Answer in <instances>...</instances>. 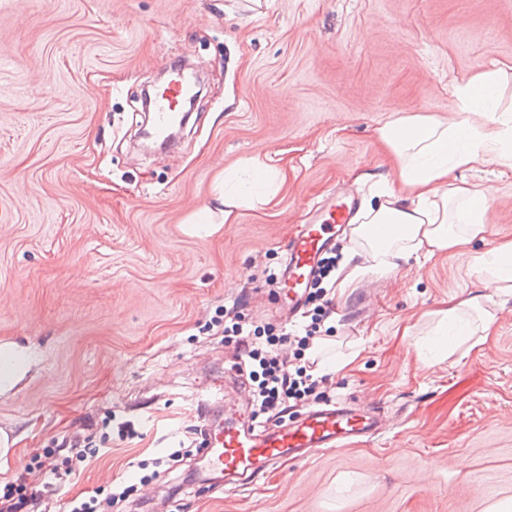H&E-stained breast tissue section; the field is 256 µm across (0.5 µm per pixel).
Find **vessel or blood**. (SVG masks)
Returning <instances> with one entry per match:
<instances>
[{
  "label": "vessel or blood",
  "instance_id": "1",
  "mask_svg": "<svg viewBox=\"0 0 512 512\" xmlns=\"http://www.w3.org/2000/svg\"><path fill=\"white\" fill-rule=\"evenodd\" d=\"M181 95L178 83L172 80L152 99V131L156 138L166 137L177 123L180 114L176 105ZM353 213V200L338 198L328 205L322 223L301 225L281 277L290 311L300 310L321 255L349 224ZM378 430L375 415L346 406L312 409L294 424L269 428L261 434L244 426L208 422L202 426L205 446L200 457L205 467L223 473L225 484L236 485L254 478L283 455L305 456L323 448H337L348 438L373 436Z\"/></svg>",
  "mask_w": 512,
  "mask_h": 512
}]
</instances>
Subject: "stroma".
<instances>
[{"label": "stroma", "instance_id": "1", "mask_svg": "<svg viewBox=\"0 0 512 512\" xmlns=\"http://www.w3.org/2000/svg\"><path fill=\"white\" fill-rule=\"evenodd\" d=\"M177 60L205 88L180 137L144 151L136 100ZM492 66L512 68V0H0V343L33 362L0 395L15 440L0 491L22 481L34 512L110 495L109 512L512 500V302L484 342L431 346L437 312L481 287L475 257L512 239V174L484 164L462 173L495 191L484 240L330 288L325 346L280 348L292 368L319 360L330 403L378 412L382 434L237 488L200 480L198 460L208 394L221 416L254 410L233 324L309 323L266 281L304 215L369 195L352 173L395 172L377 129L398 112L448 120L453 83ZM254 158L285 175L272 201L206 233Z\"/></svg>", "mask_w": 512, "mask_h": 512}]
</instances>
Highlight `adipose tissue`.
Listing matches in <instances>:
<instances>
[{
	"label": "adipose tissue",
	"instance_id": "1",
	"mask_svg": "<svg viewBox=\"0 0 512 512\" xmlns=\"http://www.w3.org/2000/svg\"><path fill=\"white\" fill-rule=\"evenodd\" d=\"M511 80L500 67L476 71L455 87V118L444 122L405 114L379 128L380 141L397 162L399 183L384 184L377 200L363 201L355 233L367 247L351 250L355 262L345 281L367 269L391 272L412 253L430 257L484 240L492 192L465 186L458 174L478 161L512 172V110L501 105L503 88ZM247 170L250 182L220 197L221 223H236L242 206L270 202L269 196H256L252 181L270 178L273 166L255 159ZM475 265L482 292L449 303L440 313L441 324L457 326L462 336L473 333L463 321L467 309L479 312L481 330L489 332L486 289H494L500 302L512 299V240L477 256Z\"/></svg>",
	"mask_w": 512,
	"mask_h": 512
}]
</instances>
